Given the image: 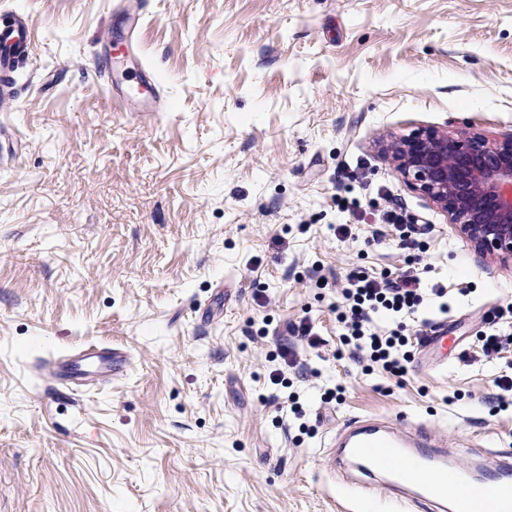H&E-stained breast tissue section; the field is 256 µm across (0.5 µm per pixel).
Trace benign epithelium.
<instances>
[{
  "label": "benign epithelium",
  "mask_w": 512,
  "mask_h": 512,
  "mask_svg": "<svg viewBox=\"0 0 512 512\" xmlns=\"http://www.w3.org/2000/svg\"><path fill=\"white\" fill-rule=\"evenodd\" d=\"M390 150L400 175L467 243L512 259V138L458 137L430 127L394 141Z\"/></svg>",
  "instance_id": "7a95c632"
}]
</instances>
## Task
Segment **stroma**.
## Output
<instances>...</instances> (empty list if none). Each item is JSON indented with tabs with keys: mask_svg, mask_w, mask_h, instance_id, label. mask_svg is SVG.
Returning <instances> with one entry per match:
<instances>
[{
	"mask_svg": "<svg viewBox=\"0 0 512 512\" xmlns=\"http://www.w3.org/2000/svg\"><path fill=\"white\" fill-rule=\"evenodd\" d=\"M114 2L0 0L34 32L0 105V512H394L336 480L351 417L423 427L461 462L512 452V394L494 403L512 343L459 357L512 303V262L386 150L427 127L512 135V0H126L165 112L123 111L95 73ZM387 206L448 291L416 313L447 349L400 379L365 372L336 320L352 268H407ZM304 317L324 346L288 331ZM86 343L127 350L123 376H39Z\"/></svg>",
	"mask_w": 512,
	"mask_h": 512,
	"instance_id": "35a3bbf8",
	"label": "stroma"
}]
</instances>
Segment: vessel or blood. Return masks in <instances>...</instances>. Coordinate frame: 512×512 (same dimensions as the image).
Wrapping results in <instances>:
<instances>
[{"label": "vessel or blood", "mask_w": 512, "mask_h": 512, "mask_svg": "<svg viewBox=\"0 0 512 512\" xmlns=\"http://www.w3.org/2000/svg\"><path fill=\"white\" fill-rule=\"evenodd\" d=\"M125 28L115 35L108 55L98 57L100 78H122V102L139 112H157L162 105L157 81L138 52L137 39L143 15L116 9ZM34 41L29 21L13 15L0 23V73L23 64ZM127 364L126 355L108 345H89L48 359L43 367L52 381L79 390L95 381L119 376ZM349 467L380 478L382 487L395 494L403 507L421 512H512V464L489 463L483 469L479 497L467 495L471 483L470 467L449 462L442 443L424 431L403 432L382 422L353 419L339 442ZM457 487L449 497V487Z\"/></svg>", "instance_id": "1"}]
</instances>
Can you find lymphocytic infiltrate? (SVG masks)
Wrapping results in <instances>:
<instances>
[{
  "instance_id": "1",
  "label": "lymphocytic infiltrate",
  "mask_w": 512,
  "mask_h": 512,
  "mask_svg": "<svg viewBox=\"0 0 512 512\" xmlns=\"http://www.w3.org/2000/svg\"><path fill=\"white\" fill-rule=\"evenodd\" d=\"M429 294L441 298L446 291L437 285L423 288L419 275L411 270L373 275L357 268L349 273L341 290L345 308L339 321L346 344L353 347L365 371L378 368L396 378L407 373L422 338L420 327H407L405 320ZM380 315L390 317L394 328L381 331L376 323Z\"/></svg>"
}]
</instances>
